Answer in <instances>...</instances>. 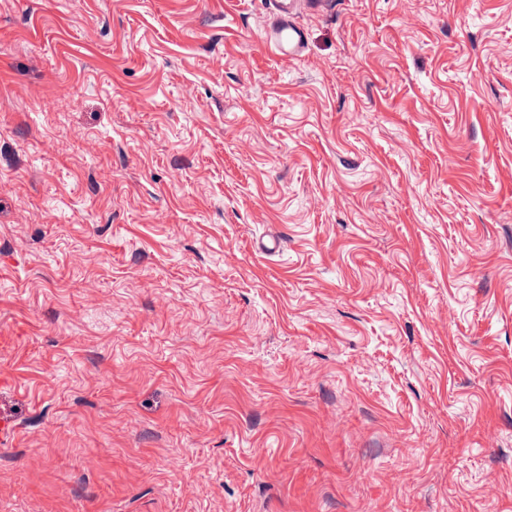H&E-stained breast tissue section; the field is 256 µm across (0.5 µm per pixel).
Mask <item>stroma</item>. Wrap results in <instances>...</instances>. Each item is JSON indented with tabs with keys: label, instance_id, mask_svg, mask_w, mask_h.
<instances>
[{
	"label": "stroma",
	"instance_id": "35a3bbf8",
	"mask_svg": "<svg viewBox=\"0 0 512 512\" xmlns=\"http://www.w3.org/2000/svg\"><path fill=\"white\" fill-rule=\"evenodd\" d=\"M272 15L0 0V512H512V0ZM277 5L273 22L265 29L266 45L288 57L299 56L305 48L306 34L292 21L293 6L297 0H274Z\"/></svg>",
	"mask_w": 512,
	"mask_h": 512
}]
</instances>
